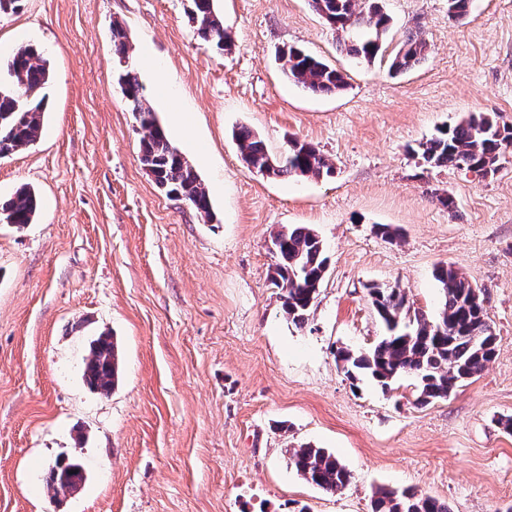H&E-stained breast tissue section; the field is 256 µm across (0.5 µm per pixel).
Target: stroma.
Wrapping results in <instances>:
<instances>
[{
	"label": "stroma",
	"mask_w": 512,
	"mask_h": 512,
	"mask_svg": "<svg viewBox=\"0 0 512 512\" xmlns=\"http://www.w3.org/2000/svg\"><path fill=\"white\" fill-rule=\"evenodd\" d=\"M384 6L393 23L370 64L310 0H215L221 50L198 37L191 0H20L0 14V63L31 44L51 73L39 139L0 158V199L27 186L38 200L33 223L0 221V512H370L381 488L512 512V153L487 178L416 153L473 113L512 123V0H470L457 21L448 0ZM116 22L133 47L123 64L205 185L210 220L139 161ZM411 33L427 55L394 73ZM290 45L347 87L290 81L277 59ZM243 125L276 153L290 136L310 143L334 174H257L234 139ZM285 225L312 228L328 256L300 325L268 278ZM442 264L482 287L494 359L426 406L410 378L351 383L337 347L383 334L369 288L400 286L433 318ZM103 334L120 352L107 394L83 378ZM305 443L347 466L345 489L296 472L290 453ZM64 459L86 478L58 495L46 475Z\"/></svg>",
	"instance_id": "1"
}]
</instances>
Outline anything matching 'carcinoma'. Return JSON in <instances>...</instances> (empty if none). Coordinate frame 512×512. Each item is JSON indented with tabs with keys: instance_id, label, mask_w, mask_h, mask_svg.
Instances as JSON below:
<instances>
[{
	"instance_id": "1",
	"label": "carcinoma",
	"mask_w": 512,
	"mask_h": 512,
	"mask_svg": "<svg viewBox=\"0 0 512 512\" xmlns=\"http://www.w3.org/2000/svg\"><path fill=\"white\" fill-rule=\"evenodd\" d=\"M197 34L205 42L224 49L230 35L215 9V0H192ZM312 8L346 36L344 49L373 62L383 53V36L392 25L383 0H311ZM112 38L119 59L129 52L126 30L112 26ZM426 42L410 35L394 57L391 68L403 72L426 56ZM280 60L288 78L314 94H329L346 87L345 75L336 67L304 49L290 46ZM50 78L47 61L37 48L19 47L0 77V157L36 141L43 126L44 101L40 93ZM125 100L138 113L146 130L140 141L139 161L156 187L166 196L182 200L203 219L211 218V204L204 185L192 166L169 141L154 112L144 106L142 87L135 74L122 69L118 74ZM242 159L256 172L282 177L292 175L330 177L334 165L314 146L294 137L287 148L274 155L251 129L242 127L235 134ZM512 148V124L499 123L487 114H471L452 127L443 126L418 145L417 153L433 167H463L481 177L497 170L502 155ZM37 198L22 187L14 196L0 202V216L18 226L33 223ZM275 263L271 283L281 291L282 307L293 323L302 324L323 281L327 256L323 241L307 226L286 227L271 237ZM442 306L438 316L427 318L411 308L405 291L397 286L373 287L369 296L383 327L384 335L364 351L339 348L336 361L343 364L347 377L367 376L387 390L400 377L416 381V402L427 405L448 397L452 391L483 370L496 352L493 333L484 307V290L459 275L448 265L435 271ZM119 353L111 337L93 341L85 360L87 385L103 394L118 381ZM290 460L307 482L326 491H340L350 482L351 473L324 448L302 445L293 449ZM84 479L82 472H50V484L57 493H70ZM371 512H450L448 505L412 491L382 490L371 499Z\"/></svg>"
}]
</instances>
